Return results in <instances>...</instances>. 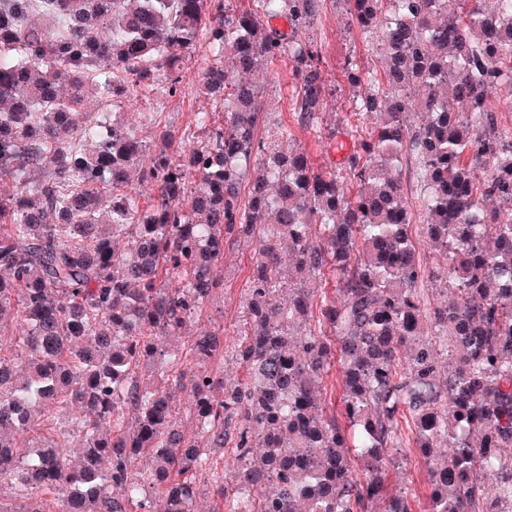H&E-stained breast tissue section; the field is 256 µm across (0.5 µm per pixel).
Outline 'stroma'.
<instances>
[{
  "label": "stroma",
  "instance_id": "35a3bbf8",
  "mask_svg": "<svg viewBox=\"0 0 512 512\" xmlns=\"http://www.w3.org/2000/svg\"><path fill=\"white\" fill-rule=\"evenodd\" d=\"M305 39L314 40L320 51V67L328 86L333 90L321 115L317 128L301 127L291 110V90L294 84L293 63L283 58L274 62L261 78V93L266 116L257 132L258 139L270 140L280 126H287L293 134L295 147L308 154L321 171L340 167L348 155L357 150L359 136L352 131V91L343 76L346 57H355L360 70L378 67L379 59L364 36L348 24V17L339 0H325L313 26L304 33ZM208 65L205 47H197L185 64L184 80L179 94L157 106L152 92L143 90L136 96L125 98L115 109L114 119L135 125L151 151H158L162 142L159 133L169 130L174 135L172 150L186 151L180 135L190 125L194 113L221 112L220 102L200 97L197 85ZM403 189L412 203L409 230L415 242L417 256L422 265L434 267L441 257L430 246L424 228V216L415 203L420 191L415 162L405 163L401 170ZM255 246L244 240L229 239L224 243V287L203 311L195 327L210 330L223 325L225 337H232L235 326L245 311L243 288L250 275ZM391 493L405 492L412 512H424L430 492V478L423 459L411 434H404L400 466L391 470L387 480Z\"/></svg>",
  "mask_w": 512,
  "mask_h": 512
}]
</instances>
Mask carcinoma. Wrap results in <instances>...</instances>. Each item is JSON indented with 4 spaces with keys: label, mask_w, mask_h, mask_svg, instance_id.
<instances>
[{
    "label": "carcinoma",
    "mask_w": 512,
    "mask_h": 512,
    "mask_svg": "<svg viewBox=\"0 0 512 512\" xmlns=\"http://www.w3.org/2000/svg\"><path fill=\"white\" fill-rule=\"evenodd\" d=\"M249 2L0 0V347L15 352L0 353V512H46L27 507L35 489L58 494L55 512H157L153 489L162 512H197L204 475L215 512H411L385 487L404 424L427 512H512V129L491 104L512 86V0H338L381 69L345 61L352 111L375 122L327 173L286 128L257 139L249 80L289 58L292 111L318 123L332 89L300 34L323 0ZM201 43L200 91L223 83L224 119L194 113L187 153L151 155L134 125L93 116L141 86L175 96ZM409 156L432 269L409 235ZM231 237L257 241L233 382L220 332L164 344L224 288ZM441 277L450 297L428 313L418 284ZM334 370L337 415L321 392Z\"/></svg>",
    "instance_id": "1"
}]
</instances>
